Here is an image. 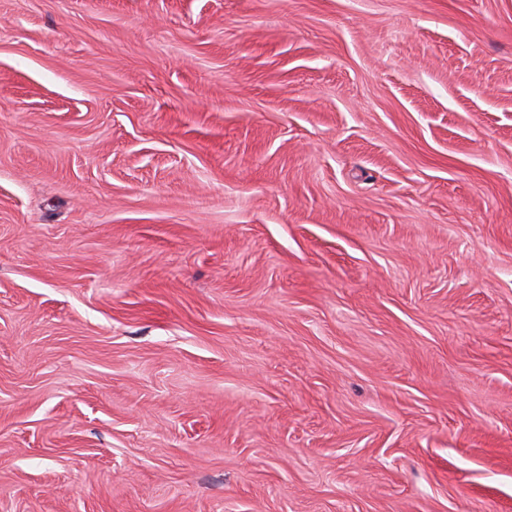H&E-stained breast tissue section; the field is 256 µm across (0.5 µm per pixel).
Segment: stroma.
Here are the masks:
<instances>
[{
  "label": "stroma",
  "instance_id": "obj_1",
  "mask_svg": "<svg viewBox=\"0 0 512 512\" xmlns=\"http://www.w3.org/2000/svg\"><path fill=\"white\" fill-rule=\"evenodd\" d=\"M0 512H512V0H0Z\"/></svg>",
  "mask_w": 512,
  "mask_h": 512
}]
</instances>
